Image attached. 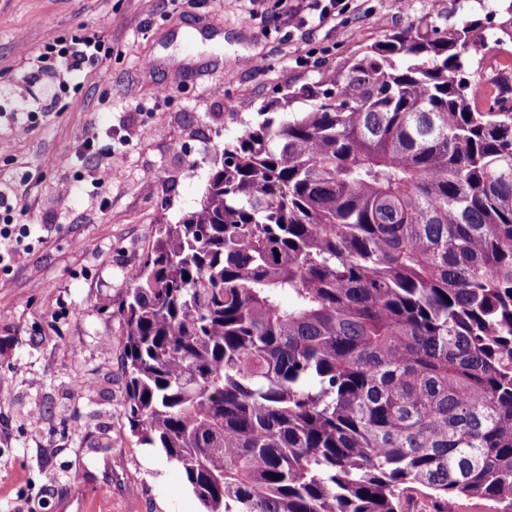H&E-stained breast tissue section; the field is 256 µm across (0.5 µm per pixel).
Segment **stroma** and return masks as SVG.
<instances>
[{
  "label": "stroma",
  "instance_id": "stroma-1",
  "mask_svg": "<svg viewBox=\"0 0 512 512\" xmlns=\"http://www.w3.org/2000/svg\"><path fill=\"white\" fill-rule=\"evenodd\" d=\"M308 2L0 0V185L44 236L0 277V512H203L179 467L129 431L109 314L127 270L157 225L197 209L225 142L283 89L420 18L482 12L479 0H340L322 21ZM289 7L306 8L304 28L289 29ZM95 29L112 45L102 62L70 73L42 59L47 32ZM63 182L76 187L65 200Z\"/></svg>",
  "mask_w": 512,
  "mask_h": 512
}]
</instances>
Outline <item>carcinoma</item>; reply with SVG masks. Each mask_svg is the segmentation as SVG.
Returning <instances> with one entry per match:
<instances>
[{
  "mask_svg": "<svg viewBox=\"0 0 512 512\" xmlns=\"http://www.w3.org/2000/svg\"><path fill=\"white\" fill-rule=\"evenodd\" d=\"M483 27L285 90L157 225L112 311L125 414L203 512H512V64L472 69Z\"/></svg>",
  "mask_w": 512,
  "mask_h": 512,
  "instance_id": "carcinoma-1",
  "label": "carcinoma"
}]
</instances>
